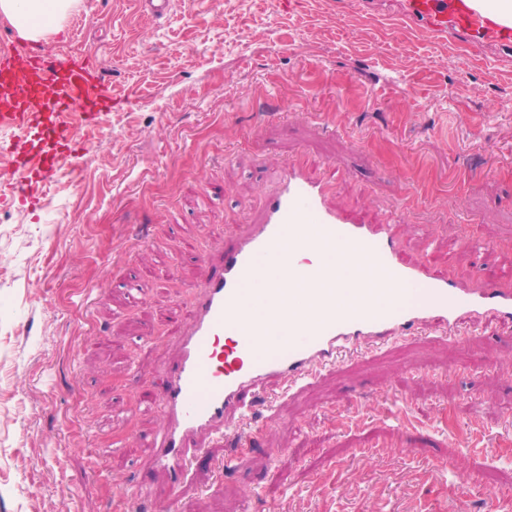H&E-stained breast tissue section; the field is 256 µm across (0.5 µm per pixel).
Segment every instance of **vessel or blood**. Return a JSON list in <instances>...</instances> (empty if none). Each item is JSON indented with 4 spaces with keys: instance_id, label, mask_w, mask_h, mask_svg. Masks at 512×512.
I'll use <instances>...</instances> for the list:
<instances>
[{
    "instance_id": "b4317fda",
    "label": "vessel or blood",
    "mask_w": 512,
    "mask_h": 512,
    "mask_svg": "<svg viewBox=\"0 0 512 512\" xmlns=\"http://www.w3.org/2000/svg\"><path fill=\"white\" fill-rule=\"evenodd\" d=\"M406 16L426 19L437 32L477 29L497 42L512 43V24L492 19L469 0H404ZM112 108V89L96 61L48 42L22 46L0 41V206L20 195L39 201L60 162L77 156L73 140L95 127ZM328 179L313 175L302 161L284 167L276 190L265 196L252 234L226 244L198 287L189 320L179 327L177 356L140 402L157 411L162 425L144 438L152 469L169 473L180 485L215 440L242 449L253 434L250 415L267 378L285 388L307 385L335 366L354 344L376 345L393 333L436 323L456 335L463 318L494 314L512 318L511 270L489 277L484 288H464L455 279L430 274L397 251L395 228L348 219L330 208ZM343 244L356 262L371 263L385 282L359 306L330 312L334 289L318 270L294 268L291 289H267L261 308L272 327L255 328L246 301L261 265L297 250L332 249Z\"/></svg>"
}]
</instances>
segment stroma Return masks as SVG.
Wrapping results in <instances>:
<instances>
[{
  "label": "stroma",
  "mask_w": 512,
  "mask_h": 512,
  "mask_svg": "<svg viewBox=\"0 0 512 512\" xmlns=\"http://www.w3.org/2000/svg\"><path fill=\"white\" fill-rule=\"evenodd\" d=\"M401 11L172 0L156 22L79 0L62 46L97 55L114 106L38 207H0V512H512V320L494 317L463 345L432 324L359 346L284 397L267 381L276 419L230 471L219 444L181 489L143 471L162 418L138 399L201 253L253 231L298 152L339 172L329 206L401 212L409 259L468 288L512 268V47Z\"/></svg>",
  "instance_id": "35a3bbf8"
}]
</instances>
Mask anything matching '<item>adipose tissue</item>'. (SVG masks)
<instances>
[{
    "label": "adipose tissue",
    "mask_w": 512,
    "mask_h": 512,
    "mask_svg": "<svg viewBox=\"0 0 512 512\" xmlns=\"http://www.w3.org/2000/svg\"><path fill=\"white\" fill-rule=\"evenodd\" d=\"M77 0H0V16L5 17L18 34L29 40L62 29L75 9ZM310 260L319 264L326 287L336 291V307L344 309L354 289L364 287L373 277L371 271L348 260L343 245H336L333 261H324L321 254L310 253Z\"/></svg>",
    "instance_id": "1"
}]
</instances>
